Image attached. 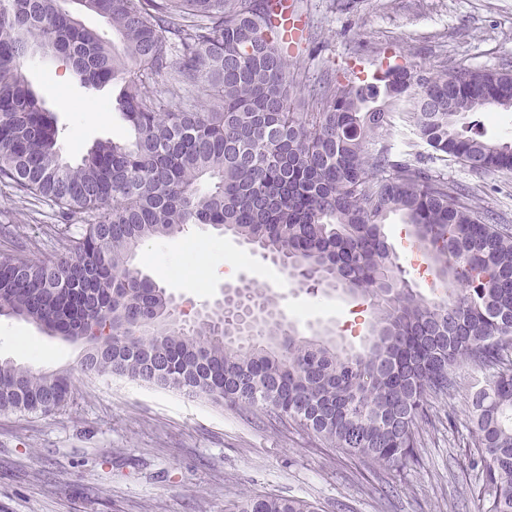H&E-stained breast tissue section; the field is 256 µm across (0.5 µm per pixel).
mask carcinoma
I'll list each match as a JSON object with an SVG mask.
<instances>
[{
	"label": "carcinoma",
	"mask_w": 512,
	"mask_h": 512,
	"mask_svg": "<svg viewBox=\"0 0 512 512\" xmlns=\"http://www.w3.org/2000/svg\"><path fill=\"white\" fill-rule=\"evenodd\" d=\"M0 0V184L55 208L73 230L53 260L0 258V316L83 344V374L187 392L293 422L371 464L405 468L421 423L452 406L463 363L487 372L472 397L464 466L477 512H512V224H491L475 188L417 153L369 148L402 105L414 133L476 174L512 172V141L464 123L512 112V70L422 74L396 65L381 88L330 79L295 112L289 58L271 0H75L109 22L120 47L63 8ZM66 59L80 83L120 82L128 147L93 144L62 160L59 130L25 67ZM212 102L176 108L157 78ZM399 213L436 278L459 288L426 299L404 277L386 219ZM212 224L269 253L299 283L370 303L364 347L307 339L266 288H236L191 326L132 264L152 238ZM69 372L0 362V412L47 414L72 394ZM237 512H313L304 500L248 495Z\"/></svg>",
	"instance_id": "1"
}]
</instances>
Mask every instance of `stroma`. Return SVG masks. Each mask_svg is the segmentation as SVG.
Instances as JSON below:
<instances>
[{"label":"stroma","mask_w":512,"mask_h":512,"mask_svg":"<svg viewBox=\"0 0 512 512\" xmlns=\"http://www.w3.org/2000/svg\"><path fill=\"white\" fill-rule=\"evenodd\" d=\"M306 37L292 63L301 84L294 98L327 74L344 76L393 54L421 72L443 67L512 70V0H295ZM66 60L34 55L27 77L55 112L63 158L80 162L99 140L127 141L128 124L111 105L109 89L64 77ZM372 150L392 156L428 153L403 114L394 113ZM449 181L477 187L489 213L512 221V172L476 175L436 162ZM0 212L10 215L25 249L0 234V255L29 259L61 254L68 231L46 201L19 202L0 186ZM385 231L405 277L420 295L442 291L422 252L408 248L400 216ZM198 241L215 258L236 259L232 278L188 285L194 263L185 242ZM135 264L171 294L188 323L215 308L225 288H272L300 334L328 328L359 347L370 307L340 293L300 288L267 254L232 234L193 224L173 238H156L135 252ZM80 348L35 325L0 317V360L74 374L72 400L49 415L0 412V512H233L246 494L305 500L316 512H455L473 504L478 487L455 463L467 432L447 422L424 424L417 462L400 471L371 466L329 447L298 426L234 411L173 390L78 371Z\"/></svg>","instance_id":"stroma-1"}]
</instances>
